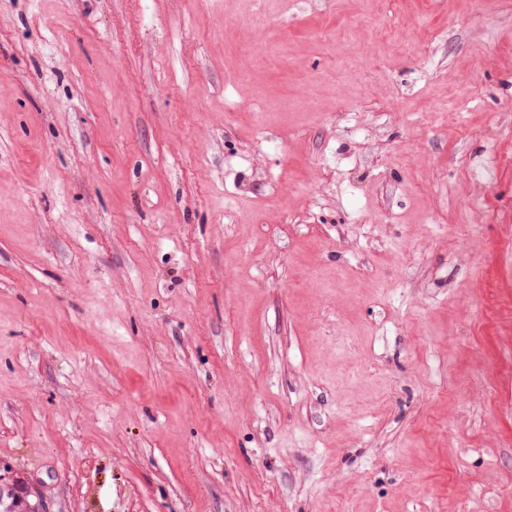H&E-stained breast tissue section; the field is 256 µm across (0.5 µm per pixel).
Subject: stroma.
<instances>
[{
    "mask_svg": "<svg viewBox=\"0 0 512 512\" xmlns=\"http://www.w3.org/2000/svg\"><path fill=\"white\" fill-rule=\"evenodd\" d=\"M0 464L512 512V0H0Z\"/></svg>",
    "mask_w": 512,
    "mask_h": 512,
    "instance_id": "35a3bbf8",
    "label": "stroma"
}]
</instances>
